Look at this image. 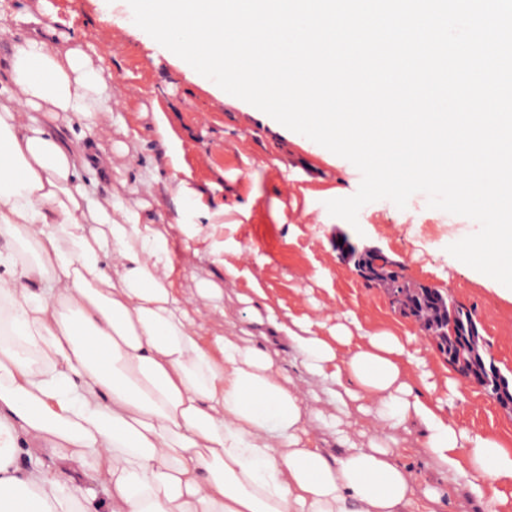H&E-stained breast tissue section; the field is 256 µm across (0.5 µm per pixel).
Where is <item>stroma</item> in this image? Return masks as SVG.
<instances>
[{
    "label": "stroma",
    "instance_id": "obj_1",
    "mask_svg": "<svg viewBox=\"0 0 512 512\" xmlns=\"http://www.w3.org/2000/svg\"><path fill=\"white\" fill-rule=\"evenodd\" d=\"M5 2L90 43L94 62L111 74L112 92L122 105L111 123L94 130L93 139L108 154L133 139L142 148L133 158L115 156L106 191L140 203L141 219L159 224L192 221L197 210L229 208L230 223L220 233L203 230L188 237L174 231L169 248L182 299L191 298L199 279L223 281L230 263L239 277L234 290L224 293V308L235 322L244 318L239 295L262 288L281 314L323 320L349 311L363 326L414 337L433 373L436 396L449 400V418L464 428L512 438V412L479 388L458 382L457 396L449 397L446 381L457 373L446 357L416 318L399 312L383 285L358 276L354 260L340 249L345 239L358 251L381 252L406 280L440 289L470 308L497 366L512 377V302L500 296L496 282L447 251L475 233L477 222L429 208L422 193L412 195L403 209L387 199L371 202L354 225L332 216L326 201L352 196L361 182L350 161L235 96H214L134 24L108 27L105 0ZM160 113L180 145V163H173L161 142ZM150 175L157 182L145 199L140 183ZM181 181L196 191L186 208L172 194ZM237 205L249 208L248 218L234 213Z\"/></svg>",
    "mask_w": 512,
    "mask_h": 512
}]
</instances>
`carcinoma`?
I'll return each mask as SVG.
<instances>
[{
    "label": "carcinoma",
    "mask_w": 512,
    "mask_h": 512,
    "mask_svg": "<svg viewBox=\"0 0 512 512\" xmlns=\"http://www.w3.org/2000/svg\"><path fill=\"white\" fill-rule=\"evenodd\" d=\"M366 265L369 271L368 280L384 285L392 297L401 296L398 309L404 315L416 318L423 322L426 331L438 334L439 350L448 362L464 360L470 370L483 380L489 397L500 402H512V382L501 384L506 375L497 368L489 352L477 350L468 353L460 347L461 337L479 335L471 310L455 303L447 295L438 297L430 288L404 280L397 271L391 269L387 261L380 266L371 261L366 262ZM450 314L453 315L455 324L451 334L448 333Z\"/></svg>",
    "instance_id": "carcinoma-1"
}]
</instances>
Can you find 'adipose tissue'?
<instances>
[{
	"label": "adipose tissue",
	"mask_w": 512,
	"mask_h": 512,
	"mask_svg": "<svg viewBox=\"0 0 512 512\" xmlns=\"http://www.w3.org/2000/svg\"><path fill=\"white\" fill-rule=\"evenodd\" d=\"M7 20L24 36L0 55V512H423L400 453L414 428L439 478L425 502L454 484L512 512V446L420 394L426 359L393 331L280 316L261 288L250 329L227 328L230 264L187 311L168 227L95 181L111 78L86 44Z\"/></svg>",
	"instance_id": "obj_1"
}]
</instances>
